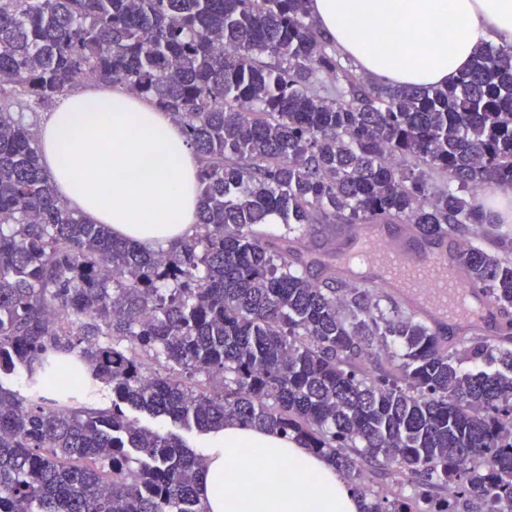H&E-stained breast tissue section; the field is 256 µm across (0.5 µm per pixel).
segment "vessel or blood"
I'll return each mask as SVG.
<instances>
[{
  "mask_svg": "<svg viewBox=\"0 0 512 512\" xmlns=\"http://www.w3.org/2000/svg\"><path fill=\"white\" fill-rule=\"evenodd\" d=\"M344 268L363 265L367 282L402 299L413 315L434 328L465 326L496 338L501 313L483 293L468 284L457 248L447 241L388 235L383 225L353 226L341 249Z\"/></svg>",
  "mask_w": 512,
  "mask_h": 512,
  "instance_id": "1",
  "label": "vessel or blood"
}]
</instances>
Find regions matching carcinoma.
I'll return each mask as SVG.
<instances>
[{
    "mask_svg": "<svg viewBox=\"0 0 512 512\" xmlns=\"http://www.w3.org/2000/svg\"><path fill=\"white\" fill-rule=\"evenodd\" d=\"M309 2L0 0V96L19 95L0 102V371L27 374L23 393L0 384V512H205L203 455L133 411L278 431L361 512H512V348L449 345L299 247L315 224L458 239L511 310L512 225L487 198L512 190V45L449 86L384 85L342 63ZM112 83L199 157L203 231L167 248L70 209L11 111ZM390 340L404 350L377 358ZM103 386L112 406L85 405ZM394 466L413 493L390 500L365 472Z\"/></svg>",
    "mask_w": 512,
    "mask_h": 512,
    "instance_id": "cac0c4a2",
    "label": "carcinoma"
}]
</instances>
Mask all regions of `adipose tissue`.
Listing matches in <instances>:
<instances>
[{"label": "adipose tissue", "mask_w": 512, "mask_h": 512, "mask_svg": "<svg viewBox=\"0 0 512 512\" xmlns=\"http://www.w3.org/2000/svg\"><path fill=\"white\" fill-rule=\"evenodd\" d=\"M310 11L361 73L396 86L451 83L480 48L512 45V0H311ZM452 20L461 35L449 36ZM38 141L59 196L90 223L150 248L194 235L199 159L172 114L119 84L83 89L49 113ZM203 448L206 512H360L326 460L280 433L228 423ZM230 453L237 467L225 466Z\"/></svg>", "instance_id": "1"}]
</instances>
